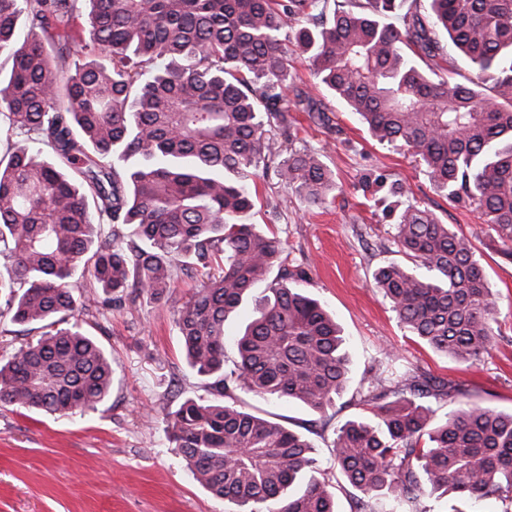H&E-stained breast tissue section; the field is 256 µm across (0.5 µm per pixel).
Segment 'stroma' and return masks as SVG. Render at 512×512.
I'll list each match as a JSON object with an SVG mask.
<instances>
[{
    "label": "stroma",
    "mask_w": 512,
    "mask_h": 512,
    "mask_svg": "<svg viewBox=\"0 0 512 512\" xmlns=\"http://www.w3.org/2000/svg\"><path fill=\"white\" fill-rule=\"evenodd\" d=\"M290 70L296 86L330 118L325 125L307 113H289L295 145L320 154L336 189L325 204L309 206L268 170L257 181L248 221L272 231L289 262L308 270L307 291L342 328L350 381L323 416L291 401L262 402L248 393L243 401L308 437L323 469L332 465L336 428L365 416L356 390L375 374L389 382L408 371L439 376L459 384L466 401L511 412L512 261L498 253L495 232L479 211L434 189L406 148L373 139L314 77L308 55H291ZM378 175L401 183L410 202L472 242L498 307L499 334L482 362L469 367L433 352L403 328L376 288L374 271L404 260L366 185ZM194 287L181 280L162 301L143 296L136 305L83 317L86 333L112 354V394L96 410L61 416L0 406V512H230V504L192 479L163 421L166 409L183 399L208 395L187 367L174 329Z\"/></svg>",
    "instance_id": "stroma-1"
}]
</instances>
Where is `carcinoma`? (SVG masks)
Returning a JSON list of instances; mask_svg holds the SVG:
<instances>
[{
  "instance_id": "obj_1",
  "label": "carcinoma",
  "mask_w": 512,
  "mask_h": 512,
  "mask_svg": "<svg viewBox=\"0 0 512 512\" xmlns=\"http://www.w3.org/2000/svg\"><path fill=\"white\" fill-rule=\"evenodd\" d=\"M400 10L402 26L386 21ZM290 46L374 139L408 148L438 191L479 209L512 258V0H0V59L11 62L0 75V317L45 329L0 355V404L96 409L112 356L78 315L159 301L199 275L174 326L212 399L168 411L167 434L193 480L236 512H337L311 442L235 394L324 415L348 382L335 319L299 286L307 271L245 223L250 182L270 163L308 205L335 188L288 124L297 110L327 119L290 81ZM393 242L411 265L374 280L399 322L455 362L489 355L497 309L470 240L406 201ZM86 283L102 293L75 294ZM248 303L228 367L225 323ZM462 395L426 375L361 385L371 417L346 421L331 445L359 492L353 512H375L380 498L421 512L435 493L494 497L509 512L512 412ZM431 398L458 407L440 416Z\"/></svg>"
}]
</instances>
